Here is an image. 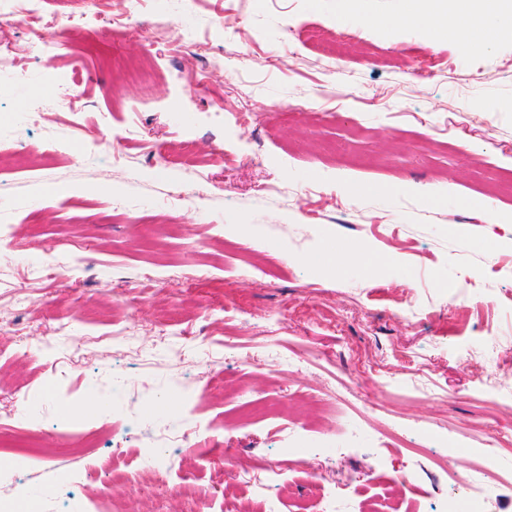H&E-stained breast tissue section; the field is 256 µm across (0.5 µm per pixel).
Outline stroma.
Masks as SVG:
<instances>
[{
	"label": "stroma",
	"instance_id": "1",
	"mask_svg": "<svg viewBox=\"0 0 512 512\" xmlns=\"http://www.w3.org/2000/svg\"><path fill=\"white\" fill-rule=\"evenodd\" d=\"M56 9L39 2L48 56L0 8V155L52 152L0 168V425L60 451L19 469L0 450L11 512H302L301 474L250 490L302 438L330 479L403 466L411 512L455 495L437 459L456 447L476 512H512V455L488 444L512 434V223L493 221L512 214V31L467 54L398 24L402 0H351L345 24L337 0H143L95 28L114 62L146 59L130 78ZM335 243L362 261L328 267Z\"/></svg>",
	"mask_w": 512,
	"mask_h": 512
}]
</instances>
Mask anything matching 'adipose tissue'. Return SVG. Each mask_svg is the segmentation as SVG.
Here are the masks:
<instances>
[{
	"label": "adipose tissue",
	"instance_id": "adipose-tissue-1",
	"mask_svg": "<svg viewBox=\"0 0 512 512\" xmlns=\"http://www.w3.org/2000/svg\"><path fill=\"white\" fill-rule=\"evenodd\" d=\"M399 22L447 33L466 52L487 50L512 30V0H410Z\"/></svg>",
	"mask_w": 512,
	"mask_h": 512
}]
</instances>
